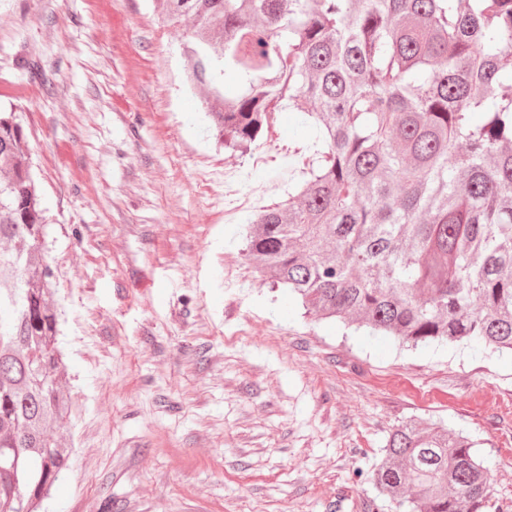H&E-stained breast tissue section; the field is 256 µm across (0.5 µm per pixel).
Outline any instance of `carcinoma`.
Returning a JSON list of instances; mask_svg holds the SVG:
<instances>
[{"instance_id": "1", "label": "carcinoma", "mask_w": 512, "mask_h": 512, "mask_svg": "<svg viewBox=\"0 0 512 512\" xmlns=\"http://www.w3.org/2000/svg\"><path fill=\"white\" fill-rule=\"evenodd\" d=\"M224 148L288 106L314 128L288 201L246 257L324 318L412 347L512 352V0H160ZM19 115L0 112V448L17 512L68 469V414ZM448 429L404 422L372 480L405 512H486L489 469Z\"/></svg>"}]
</instances>
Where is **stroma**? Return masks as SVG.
<instances>
[{
	"mask_svg": "<svg viewBox=\"0 0 512 512\" xmlns=\"http://www.w3.org/2000/svg\"><path fill=\"white\" fill-rule=\"evenodd\" d=\"M182 43L156 0H0L72 402L41 512H396L368 474L407 421L463 433L512 504V356L402 347L262 281L224 177L287 200L310 133L282 109L262 163L225 151Z\"/></svg>",
	"mask_w": 512,
	"mask_h": 512,
	"instance_id": "1",
	"label": "stroma"
}]
</instances>
